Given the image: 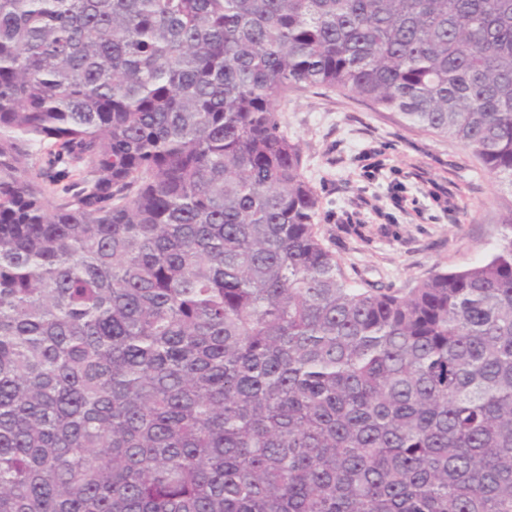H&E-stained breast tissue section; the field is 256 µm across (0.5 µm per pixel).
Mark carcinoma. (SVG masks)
<instances>
[{
    "label": "carcinoma",
    "instance_id": "cac0c4a2",
    "mask_svg": "<svg viewBox=\"0 0 512 512\" xmlns=\"http://www.w3.org/2000/svg\"><path fill=\"white\" fill-rule=\"evenodd\" d=\"M315 86L512 189V0H0V512H512V234L357 286Z\"/></svg>",
    "mask_w": 512,
    "mask_h": 512
}]
</instances>
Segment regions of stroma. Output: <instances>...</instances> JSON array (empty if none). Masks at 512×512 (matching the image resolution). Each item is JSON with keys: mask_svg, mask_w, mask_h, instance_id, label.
<instances>
[{"mask_svg": "<svg viewBox=\"0 0 512 512\" xmlns=\"http://www.w3.org/2000/svg\"><path fill=\"white\" fill-rule=\"evenodd\" d=\"M277 109L319 195L320 235L349 278L411 288L495 253L512 193L471 150L338 90L295 89Z\"/></svg>", "mask_w": 512, "mask_h": 512, "instance_id": "obj_1", "label": "stroma"}]
</instances>
